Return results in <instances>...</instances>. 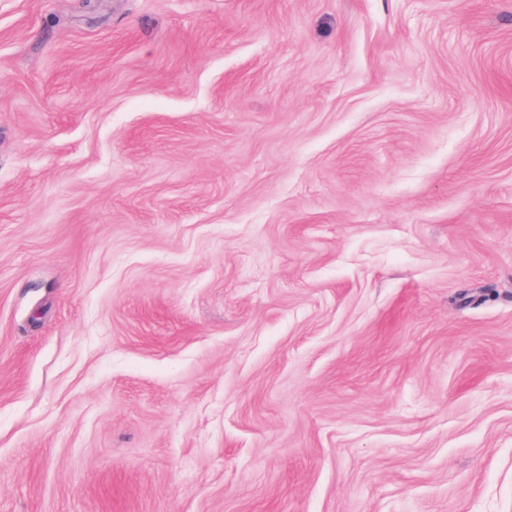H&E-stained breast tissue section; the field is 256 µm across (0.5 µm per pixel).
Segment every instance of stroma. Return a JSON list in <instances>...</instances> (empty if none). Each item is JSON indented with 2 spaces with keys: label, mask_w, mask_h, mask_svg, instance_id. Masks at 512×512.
Here are the masks:
<instances>
[{
  "label": "stroma",
  "mask_w": 512,
  "mask_h": 512,
  "mask_svg": "<svg viewBox=\"0 0 512 512\" xmlns=\"http://www.w3.org/2000/svg\"><path fill=\"white\" fill-rule=\"evenodd\" d=\"M0 512H512V0H0Z\"/></svg>",
  "instance_id": "stroma-1"
}]
</instances>
